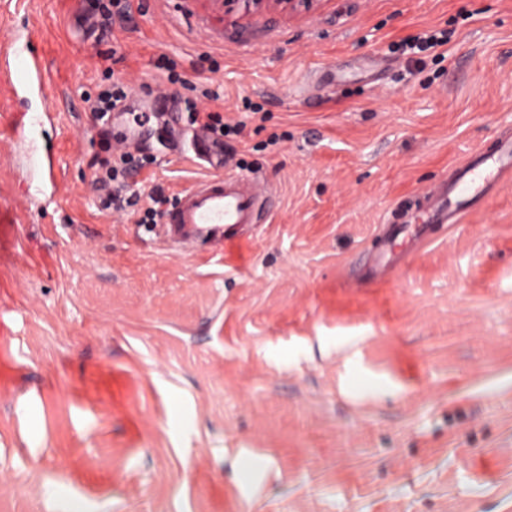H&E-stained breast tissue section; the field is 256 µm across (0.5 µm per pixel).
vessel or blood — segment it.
I'll list each match as a JSON object with an SVG mask.
<instances>
[{
	"mask_svg": "<svg viewBox=\"0 0 512 512\" xmlns=\"http://www.w3.org/2000/svg\"><path fill=\"white\" fill-rule=\"evenodd\" d=\"M507 179L512 180V140L500 142L492 154L474 156L452 183L429 192L431 222L459 223L492 186ZM273 195L267 183L251 176L211 175L183 192L164 222L169 235L180 243L199 239L221 243L233 229L255 223L262 199Z\"/></svg>",
	"mask_w": 512,
	"mask_h": 512,
	"instance_id": "b4317fda",
	"label": "vessel or blood"
}]
</instances>
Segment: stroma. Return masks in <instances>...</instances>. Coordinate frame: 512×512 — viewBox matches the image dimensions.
Returning <instances> with one entry per match:
<instances>
[{
	"label": "stroma",
	"instance_id": "35a3bbf8",
	"mask_svg": "<svg viewBox=\"0 0 512 512\" xmlns=\"http://www.w3.org/2000/svg\"><path fill=\"white\" fill-rule=\"evenodd\" d=\"M81 8L0 0V47L46 71L0 73V512H512V184L367 275L381 225L512 135V0H131L110 40L130 111L147 83L241 128L200 162L169 110L131 189L224 169L280 196L184 249L93 191ZM425 31L450 40L410 62ZM209 8L218 13L228 15L229 7L234 4H243L246 12L260 11L270 7H279L288 13L310 11L318 0H204Z\"/></svg>",
	"mask_w": 512,
	"mask_h": 512
}]
</instances>
